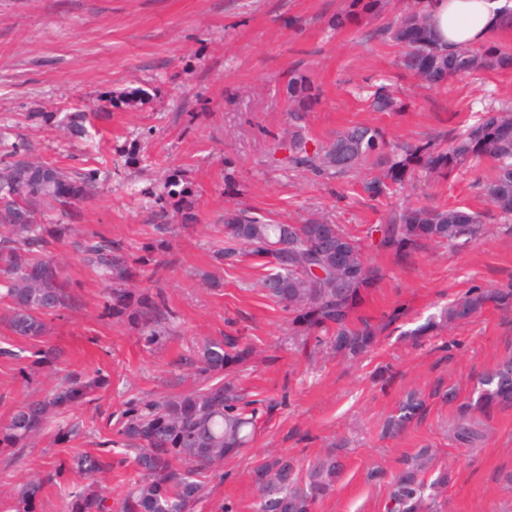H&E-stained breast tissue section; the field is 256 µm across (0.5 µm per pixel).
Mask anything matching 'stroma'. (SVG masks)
Returning a JSON list of instances; mask_svg holds the SVG:
<instances>
[{"label": "stroma", "mask_w": 512, "mask_h": 512, "mask_svg": "<svg viewBox=\"0 0 512 512\" xmlns=\"http://www.w3.org/2000/svg\"><path fill=\"white\" fill-rule=\"evenodd\" d=\"M345 0H0V128L25 142L32 158L70 173L98 174L99 192L68 208L65 223L98 230L126 252L155 251L160 266L136 280L161 291L182 325L148 348L126 325L102 318L104 286L73 248L60 245L77 302L53 322L52 366L23 376L0 360V422L24 399L46 394L75 373L102 370L110 385L92 404L69 408L80 425L73 441L46 434L33 446L0 449V512L14 490L70 452L95 451L101 415L119 417L134 395L165 397L193 389L187 357L209 338L239 336L252 355L234 374L261 402L250 447L224 462L198 512L233 503L253 512L254 470L288 455L301 464L347 450L346 468L314 512H386L401 462L431 448L433 469L451 480L441 512H512V408L477 414L482 438L463 445L452 425L483 373L512 352V310L487 308L452 330L410 337V329L469 289L512 284V232L489 224L463 248L430 245L400 258L379 248L371 228L395 203L462 206L490 212L483 193L490 164L437 182L419 179L397 199H375L362 176L303 178L272 153L286 137L285 85L306 73L319 94L310 133L328 139L362 123L404 140L446 138L476 112L512 103V70L478 73L430 88L398 68L401 49L373 26L336 30ZM401 98V112H376L367 90ZM86 112L82 135L62 126ZM169 228L157 227L154 195L167 181ZM250 208L282 224L327 214L362 238L383 279L362 300V314L383 322L374 348L356 359L293 343L290 317L257 280L263 260L248 254L232 267L213 253L224 244L225 207ZM458 398L444 399L448 389ZM425 402L400 436L389 418L408 398Z\"/></svg>", "instance_id": "35a3bbf8"}]
</instances>
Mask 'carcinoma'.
I'll use <instances>...</instances> for the list:
<instances>
[{"mask_svg":"<svg viewBox=\"0 0 512 512\" xmlns=\"http://www.w3.org/2000/svg\"><path fill=\"white\" fill-rule=\"evenodd\" d=\"M384 10V0H347L332 25L338 30L365 26ZM376 32L402 48L397 66L429 87L512 69V52L494 40L448 51L439 47L425 0H412ZM286 95L288 140L276 148L287 152L284 161L293 171L339 179L366 169L370 178L364 189L372 197L388 198L419 173L445 181L489 161L494 174L484 184V194L495 210L493 220L512 224V107L508 104L480 113L464 130L448 135L444 145L435 138L399 141L385 129L366 124L318 142L308 135L309 112L317 101L313 82L293 71ZM370 105L377 112L404 110V102L383 86L374 90ZM7 157L10 161L0 165V301L6 304L0 322L11 335L35 348L32 364L48 366L56 359V349L47 344V318L75 302L65 268L53 253L57 244L77 250L97 277L110 285L101 316L128 325L146 347L169 338L179 319L176 311L162 294L131 287L138 271L159 265L154 251L130 257L102 232L41 223L44 205L53 202L65 208L91 198L96 173L71 175L35 161L19 143L11 146ZM222 220L224 246L214 258L228 266L246 253L267 258L268 273L259 280L260 288L291 315L293 336L301 346L311 341L315 348L325 346L351 358L374 347L384 325L355 315V310L383 272L364 261L361 241L343 225L325 215L302 224H281L238 207L224 209ZM485 220L483 213L469 208L409 205L389 211L375 231L381 233L380 246L404 256L428 244L463 247L484 235ZM490 305L511 306L512 287L472 288L408 335L427 336L452 327ZM247 355L248 348L236 336L206 340L191 360L202 378L196 388L162 400L126 401L114 435L99 442L100 453L75 451L46 479L27 482L14 494V512H35L47 483L64 492L66 512H112L100 478L112 469L114 447L136 452L137 479L126 491L120 512H195L208 497L210 478L220 473L224 460L253 439L259 400L227 376ZM108 385V376L97 370L72 376L44 397L22 402L0 423V447H27L51 428L59 441L76 437L78 428L62 415L75 404L96 400ZM475 394V399L461 405L454 424L459 441L471 442L479 435L475 412L512 407L511 354L481 378ZM422 406L420 400H408L399 415L391 417L389 431H404ZM431 462L427 448L403 460L393 478L388 512H437L436 500L448 486V470H440L428 482L424 474ZM343 469L334 451L305 468L287 455L273 457L255 470L256 512H313L318 501L333 493Z\"/></svg>","mask_w":512,"mask_h":512,"instance_id":"1","label":"carcinoma"}]
</instances>
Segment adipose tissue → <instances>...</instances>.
Here are the masks:
<instances>
[{
    "label": "adipose tissue",
    "mask_w": 512,
    "mask_h": 512,
    "mask_svg": "<svg viewBox=\"0 0 512 512\" xmlns=\"http://www.w3.org/2000/svg\"><path fill=\"white\" fill-rule=\"evenodd\" d=\"M512 0H430L432 24L444 49L484 43L500 28Z\"/></svg>",
    "instance_id": "obj_1"
}]
</instances>
